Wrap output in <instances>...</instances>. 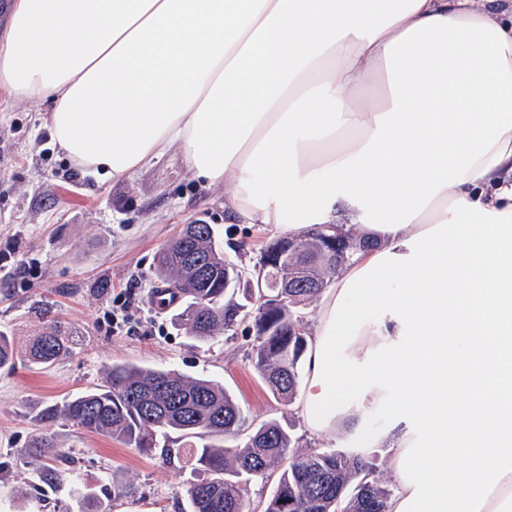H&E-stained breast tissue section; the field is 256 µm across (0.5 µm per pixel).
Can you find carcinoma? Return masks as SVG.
<instances>
[{"label":"carcinoma","mask_w":512,"mask_h":512,"mask_svg":"<svg viewBox=\"0 0 512 512\" xmlns=\"http://www.w3.org/2000/svg\"><path fill=\"white\" fill-rule=\"evenodd\" d=\"M336 238L345 256L321 252L323 235ZM369 239L344 224H318L302 239L303 267L259 275L272 299L250 300L239 288L238 265L224 257L209 224H188L156 257L154 275L184 301L177 323L199 344L216 336L232 337L246 325L253 337L251 364L274 398L290 404L300 382V363L308 347L306 327L295 309L318 299L330 278ZM296 279L288 303H279V278ZM72 352L70 338L58 327L29 346L30 364L48 368ZM61 418L115 439L143 453L159 452L198 477L185 490L184 512H250L247 485L276 477V485L259 502L262 512H389L394 488L376 474L363 455L307 448L277 419L252 427L238 441L247 418L224 386L203 376L173 369L114 364L104 384L44 411L47 422Z\"/></svg>","instance_id":"obj_1"}]
</instances>
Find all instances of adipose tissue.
<instances>
[{
  "mask_svg": "<svg viewBox=\"0 0 512 512\" xmlns=\"http://www.w3.org/2000/svg\"><path fill=\"white\" fill-rule=\"evenodd\" d=\"M0 91L83 171L174 152L239 223L358 225L307 433L396 442L390 512H512V0H12Z\"/></svg>",
  "mask_w": 512,
  "mask_h": 512,
  "instance_id": "ef3b65f1",
  "label": "adipose tissue"
}]
</instances>
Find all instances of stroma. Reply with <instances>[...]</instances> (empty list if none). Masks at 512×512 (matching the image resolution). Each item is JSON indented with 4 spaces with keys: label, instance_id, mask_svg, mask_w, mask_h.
<instances>
[{
    "label": "stroma",
    "instance_id": "stroma-1",
    "mask_svg": "<svg viewBox=\"0 0 512 512\" xmlns=\"http://www.w3.org/2000/svg\"><path fill=\"white\" fill-rule=\"evenodd\" d=\"M48 103L0 94V333L19 356L0 369V512H182L194 475L160 455L64 421L43 411L102 383L115 363L175 368L226 387L248 419L289 418L250 362L245 329L201 345L178 326L175 310L154 307L151 295L160 249L184 225H212L224 255L253 270L279 239L268 224H232L224 189L196 180L168 154L120 181L78 170L50 138ZM137 285L139 327L113 332L106 318L112 296ZM74 341L73 355L46 369L23 352L50 325ZM54 436L57 453L29 456L35 434ZM53 477H45L43 469Z\"/></svg>",
    "mask_w": 512,
    "mask_h": 512
}]
</instances>
